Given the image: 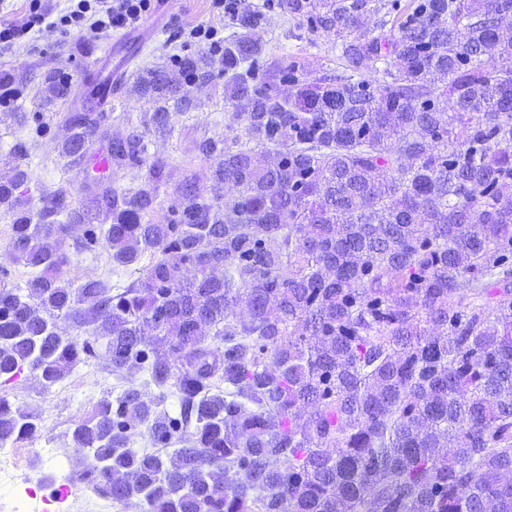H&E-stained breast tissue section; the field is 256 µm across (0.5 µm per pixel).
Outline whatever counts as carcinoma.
I'll use <instances>...</instances> for the list:
<instances>
[{"label":"carcinoma","instance_id":"cac0c4a2","mask_svg":"<svg viewBox=\"0 0 512 512\" xmlns=\"http://www.w3.org/2000/svg\"><path fill=\"white\" fill-rule=\"evenodd\" d=\"M276 9L336 41V68L309 82L299 57L266 59ZM231 25L224 52L139 73L152 111L107 149L129 185L88 175L104 115H53L127 286L63 278L92 217L69 182L26 207L30 146L12 144L0 210L36 275L0 288V378L49 389L104 357L125 388L74 425L79 474L148 512H512V0H264ZM217 72L224 136L192 141L209 167L187 163L156 224L148 136ZM40 93L72 85L50 71ZM40 429L0 397V445Z\"/></svg>","mask_w":512,"mask_h":512}]
</instances>
